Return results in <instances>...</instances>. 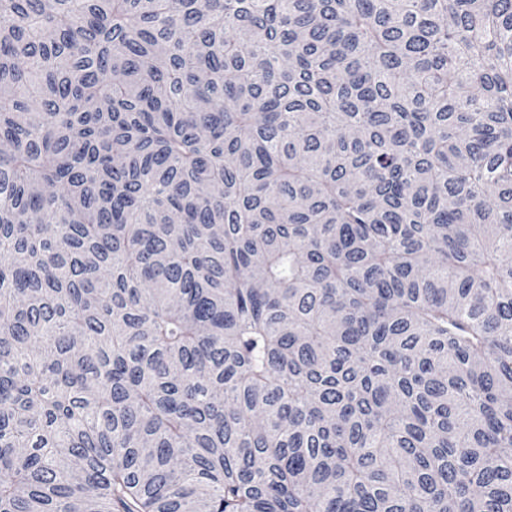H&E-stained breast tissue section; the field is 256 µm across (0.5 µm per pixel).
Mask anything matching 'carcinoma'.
<instances>
[{
    "instance_id": "1",
    "label": "carcinoma",
    "mask_w": 512,
    "mask_h": 512,
    "mask_svg": "<svg viewBox=\"0 0 512 512\" xmlns=\"http://www.w3.org/2000/svg\"><path fill=\"white\" fill-rule=\"evenodd\" d=\"M0 512H512V0H0Z\"/></svg>"
}]
</instances>
